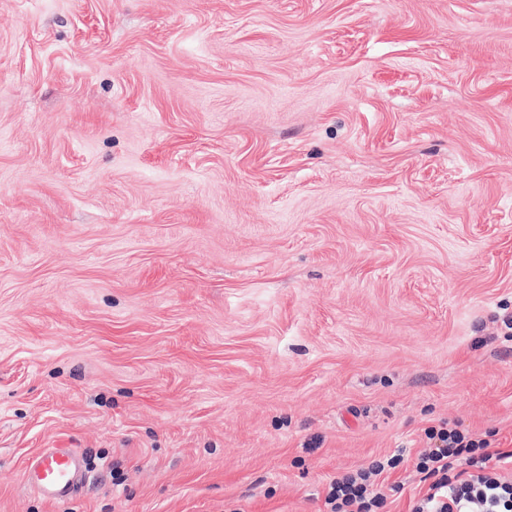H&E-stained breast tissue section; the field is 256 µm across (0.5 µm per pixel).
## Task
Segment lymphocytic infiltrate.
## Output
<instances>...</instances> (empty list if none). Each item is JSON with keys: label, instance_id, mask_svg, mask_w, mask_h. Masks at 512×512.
<instances>
[{"label": "lymphocytic infiltrate", "instance_id": "1", "mask_svg": "<svg viewBox=\"0 0 512 512\" xmlns=\"http://www.w3.org/2000/svg\"><path fill=\"white\" fill-rule=\"evenodd\" d=\"M435 446L416 468L429 486L412 512H512V451L495 454L486 440L455 428L426 433ZM398 457H382L364 469L333 479L330 512H384L388 495L377 478L396 468Z\"/></svg>", "mask_w": 512, "mask_h": 512}]
</instances>
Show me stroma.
<instances>
[{"instance_id":"stroma-1","label":"stroma","mask_w":512,"mask_h":512,"mask_svg":"<svg viewBox=\"0 0 512 512\" xmlns=\"http://www.w3.org/2000/svg\"><path fill=\"white\" fill-rule=\"evenodd\" d=\"M511 330L512 0H0V512H411ZM86 461L71 448H46L31 461L29 473L34 486L47 499L71 496ZM400 462L399 457H381L366 469L333 479L326 498L329 512H386L383 509L388 495L376 479L383 472L395 469Z\"/></svg>"}]
</instances>
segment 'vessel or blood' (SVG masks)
Masks as SVG:
<instances>
[{"instance_id": "1", "label": "vessel or blood", "mask_w": 512, "mask_h": 512, "mask_svg": "<svg viewBox=\"0 0 512 512\" xmlns=\"http://www.w3.org/2000/svg\"><path fill=\"white\" fill-rule=\"evenodd\" d=\"M85 460L70 448H47L31 461L29 473L37 490L47 499L69 498Z\"/></svg>"}]
</instances>
